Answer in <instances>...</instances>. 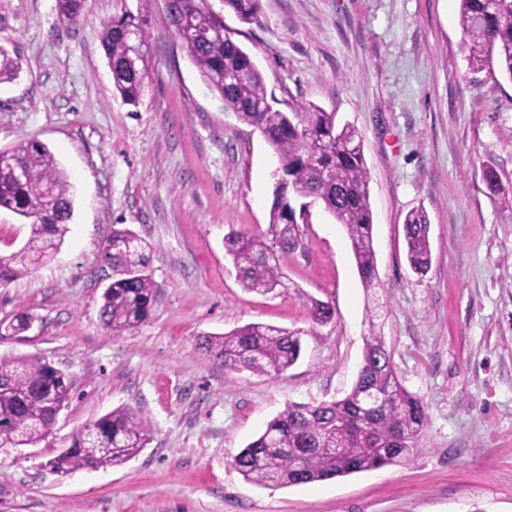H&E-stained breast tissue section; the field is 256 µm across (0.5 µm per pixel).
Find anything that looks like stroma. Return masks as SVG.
Masks as SVG:
<instances>
[{
    "label": "stroma",
    "mask_w": 512,
    "mask_h": 512,
    "mask_svg": "<svg viewBox=\"0 0 512 512\" xmlns=\"http://www.w3.org/2000/svg\"><path fill=\"white\" fill-rule=\"evenodd\" d=\"M210 5L276 108L316 105L357 130L376 284L364 287L343 226L316 207L284 261L287 290L241 287L224 238L266 226L277 158L207 88L164 0H88L76 25L59 22L56 0H11L0 46L20 73L0 84V152L45 144L75 197L59 249L0 287V356L45 358L72 392L37 447L0 449V512H512V83L468 69L457 0H260L249 24ZM129 11L147 14L151 46L136 107L116 95L100 43L102 22ZM415 209L430 222L423 275L406 260ZM116 225L145 240L162 286L123 336L99 319ZM312 298L333 321L311 320ZM21 312L32 326L11 335ZM248 323L301 331L299 360L276 377L228 375L199 350ZM372 323L427 406L414 460L288 487L245 481L231 454L289 405L348 394ZM122 406L152 426L136 458L49 470L78 429Z\"/></svg>",
    "instance_id": "stroma-1"
}]
</instances>
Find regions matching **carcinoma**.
Wrapping results in <instances>:
<instances>
[{"instance_id":"obj_1","label":"carcinoma","mask_w":512,"mask_h":512,"mask_svg":"<svg viewBox=\"0 0 512 512\" xmlns=\"http://www.w3.org/2000/svg\"><path fill=\"white\" fill-rule=\"evenodd\" d=\"M87 0H56L59 19L71 25L84 16ZM176 37L186 48L207 87L224 108L258 130L278 157L279 172L270 219L263 230L232 232L224 238L241 286L257 294L288 287L284 259L300 245L299 224L319 204L348 235L364 286H374L370 176L361 140L336 113L313 105L291 112L275 109L264 78L251 57L226 33L209 0H164ZM242 21L256 19L259 0H221ZM459 22L467 37L469 69H498L512 82V0H459ZM148 16L127 13L102 23L100 36L113 87L122 101L138 106L148 77ZM18 66L0 46V84L17 77ZM0 208L29 220L25 244L0 253V286L31 272L63 243L73 217L68 176L42 143L28 141L0 153ZM407 260L422 274L431 264L429 221L422 211L404 223ZM146 242L128 229L112 230L101 257L112 267L99 316L114 336L134 333L149 319L161 287L149 267ZM313 322L327 323L334 312L312 300ZM224 373L279 375L301 354L300 332L249 323L199 344ZM368 390L380 392L362 408ZM67 376L38 358L0 357V448L34 447L52 431L69 402ZM426 420L423 401L399 382L381 331L369 323L362 366L351 392L317 405H291L265 430L231 456L232 465L254 485L292 486L346 476L411 461ZM152 427L135 409L118 407L79 429L67 448L48 462L51 471L123 466L147 447Z\"/></svg>"}]
</instances>
